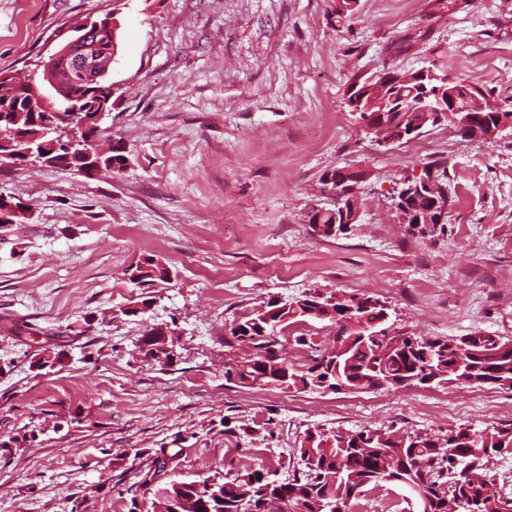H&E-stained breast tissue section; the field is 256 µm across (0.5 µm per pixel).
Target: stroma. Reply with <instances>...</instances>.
Here are the masks:
<instances>
[{"label": "stroma", "mask_w": 512, "mask_h": 512, "mask_svg": "<svg viewBox=\"0 0 512 512\" xmlns=\"http://www.w3.org/2000/svg\"><path fill=\"white\" fill-rule=\"evenodd\" d=\"M116 16L101 137L127 166L87 176L0 165V197L28 207L0 229V512H148L142 480L266 466L302 471L306 431L393 427L444 438L512 427L477 385L349 393L224 379L241 351L225 325L267 301L372 296L393 330L512 339V127L469 141L445 126L386 148L348 111L346 88L437 66L512 101V0H0V74L35 73L87 19ZM448 176L447 222L403 224L390 193L425 166ZM364 172L359 220L325 236L321 177ZM175 273L141 292L129 266ZM133 315H126V308ZM175 331L162 366L140 350Z\"/></svg>", "instance_id": "stroma-1"}]
</instances>
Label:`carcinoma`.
<instances>
[{
    "label": "carcinoma",
    "mask_w": 512,
    "mask_h": 512,
    "mask_svg": "<svg viewBox=\"0 0 512 512\" xmlns=\"http://www.w3.org/2000/svg\"><path fill=\"white\" fill-rule=\"evenodd\" d=\"M364 91L367 99L380 101L392 95V89L378 88L376 81H354L349 88ZM71 100L59 102L65 115L33 118L25 115L16 122L0 118V161L23 164L12 157L16 148L33 149V157L51 165L59 158L63 166L91 176L101 169L124 167L127 157L123 148L112 150L95 161L86 163L82 150L95 129L85 124L94 113L85 111L96 99L108 97L106 91L98 96L88 94L79 81L68 83ZM81 108L74 112L72 108ZM53 123L48 127L45 122ZM390 135L400 137L402 131L414 127L451 126L452 120L436 123L425 113L404 105L401 112L388 116ZM308 223L338 225L336 210L314 209ZM173 271L166 264L146 258L130 268L129 280L138 286H155L171 280ZM344 304L334 296L306 295L290 303L272 297L265 305L242 315L227 324V333L239 344L250 348V354L225 368L229 383L247 385L263 383L281 389L317 391L340 384L354 387L361 383L369 387L375 382L389 389L412 384L425 385L431 381L446 383L456 377V368L463 365L472 385L496 384L512 390V346L506 341H493L481 331L469 335L472 354L460 358L453 339L426 340L406 336L403 344L391 345L389 331L378 324L368 332L346 324ZM329 323L337 327L334 342L346 346L343 356L336 357L323 349L309 334L294 336V345L310 349L311 363L294 365L280 354L278 333L300 324ZM156 337L145 357L163 364L170 360L169 341ZM305 470L288 482L276 479V473L264 466L234 477L222 474L209 476L193 487L191 482L172 486L170 493L195 499L185 512H266L264 504L280 501L293 506L291 512H330L336 501H353L364 488L383 483L404 489L408 496L427 500L431 512H448L453 500L457 512H512V497L506 496L495 481L487 478L474 484L461 477L464 470L476 473L486 469L491 458L512 454V428L486 426L461 427L446 439L422 434H399L394 430L362 429L342 435V430L315 429L306 432L299 448Z\"/></svg>",
    "instance_id": "cac0c4a2"
}]
</instances>
